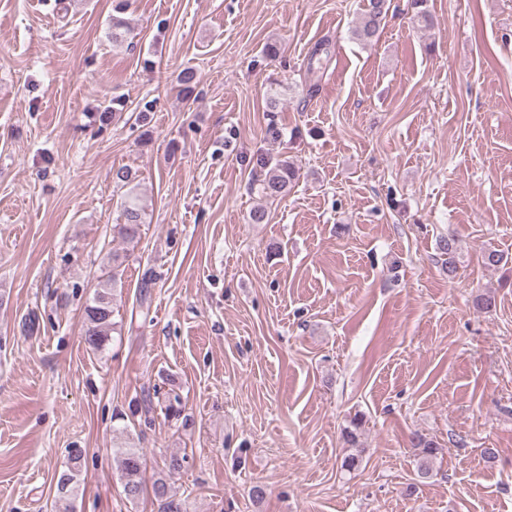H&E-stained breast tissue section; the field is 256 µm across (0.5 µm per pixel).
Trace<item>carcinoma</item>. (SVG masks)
<instances>
[{
	"mask_svg": "<svg viewBox=\"0 0 512 512\" xmlns=\"http://www.w3.org/2000/svg\"><path fill=\"white\" fill-rule=\"evenodd\" d=\"M368 5L362 14L358 25L352 30V37L359 43L367 45L377 38L386 19L387 0H367ZM297 170L293 164L286 160L279 161L269 169L264 178L260 180L259 192L268 199H276L288 192L289 184L295 179ZM124 223L119 225V234L132 240L139 235L140 226L144 223L145 211L138 199L129 197L124 201ZM440 255L444 256L443 264L448 271L455 268L454 259L457 250L456 239L442 237L437 243ZM121 266L120 256L112 255V271L103 275L98 288L89 298L83 311V340L93 353H102L111 341V333L115 330L113 321V291L118 283L117 268ZM362 427V418L353 417L350 425L343 430L344 443L349 448L359 447V431ZM412 448L417 456L416 482L409 486L413 493L418 485L432 478L431 461L439 452L437 443L421 435L412 438ZM119 461L120 479L128 499L134 501L144 492L145 463L143 454L138 448L119 446L115 448ZM83 451L72 448L69 451L65 468L56 476L55 503L64 504V512H74L73 499L77 492L78 478L81 474V461ZM154 496L161 502L160 512H182L179 501L170 494L169 486L162 478L154 480L152 484Z\"/></svg>",
	"mask_w": 512,
	"mask_h": 512,
	"instance_id": "cac0c4a2",
	"label": "carcinoma"
}]
</instances>
